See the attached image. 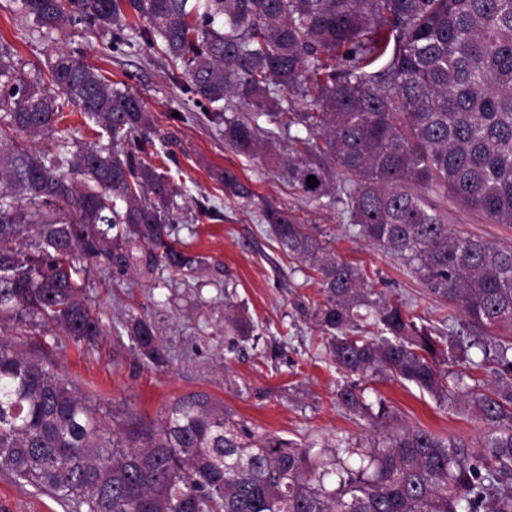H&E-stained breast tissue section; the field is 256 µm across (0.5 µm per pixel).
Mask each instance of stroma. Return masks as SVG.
<instances>
[{"instance_id": "35a3bbf8", "label": "stroma", "mask_w": 512, "mask_h": 512, "mask_svg": "<svg viewBox=\"0 0 512 512\" xmlns=\"http://www.w3.org/2000/svg\"><path fill=\"white\" fill-rule=\"evenodd\" d=\"M32 26L19 0H0V42L12 47L24 78L47 76L51 58L64 51L109 81L125 84L153 112L169 153L163 169L182 190L172 224L201 265L185 276L91 269L84 298L101 315L102 335L77 343L57 327L37 324L9 334L18 351L52 367L105 420L117 423L132 413L161 422L176 399L202 392L257 433L298 443L368 445L407 427L468 444L479 440L483 428L464 408L441 403L406 381L338 372L315 319V307L324 299L316 276L279 252L257 208L225 198L213 171L234 170L262 201L295 209L305 223L319 225L336 255L361 268L369 287L403 300L407 311L429 319L438 335L467 339L458 307L429 294L400 257L358 236L335 207L302 198L285 175L225 148L213 125L173 120L181 92L171 79V63L161 55L143 48L113 53L100 32L84 25L21 39V30ZM444 211L455 233L512 247V224L489 223L453 200ZM228 304L252 321L251 336L235 335L225 325ZM132 313L151 318L169 365L148 363L133 348L125 328ZM349 382L364 388L369 402L385 405L387 419L375 422L338 405L336 390ZM0 512L63 510L47 495L0 473Z\"/></svg>"}]
</instances>
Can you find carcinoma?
<instances>
[{
	"instance_id": "cac0c4a2",
	"label": "carcinoma",
	"mask_w": 512,
	"mask_h": 512,
	"mask_svg": "<svg viewBox=\"0 0 512 512\" xmlns=\"http://www.w3.org/2000/svg\"><path fill=\"white\" fill-rule=\"evenodd\" d=\"M20 5L40 34L84 21L116 52L144 46L168 58L186 102L207 107L225 145L262 158L301 196L328 199L430 294L460 306L478 332L461 351L480 349L473 366L494 381L470 385L447 369L454 345L443 347L404 303L367 287L317 225L261 202L278 249L319 279L315 316L339 371L465 403L483 425L479 447L417 427L369 447L303 446L256 434L203 393L178 399L157 426L131 415L111 428L1 336L0 472L65 512H512V336L483 338L512 331V249L451 232L432 200L449 196L512 224V0ZM49 72L105 141L54 138L66 103L16 75L10 48H0V325L20 331L40 321L91 342L101 317L82 298L81 273L104 265L183 275L200 258L170 225L178 187L152 163L161 152L142 98L70 54H58ZM23 134L49 143L37 149ZM282 134L286 149L276 145ZM216 178L224 195L256 204L235 171ZM226 320L239 336L254 330L244 315ZM126 328L148 362H167L150 318L132 314ZM336 402L386 417L353 385L340 387Z\"/></svg>"
}]
</instances>
